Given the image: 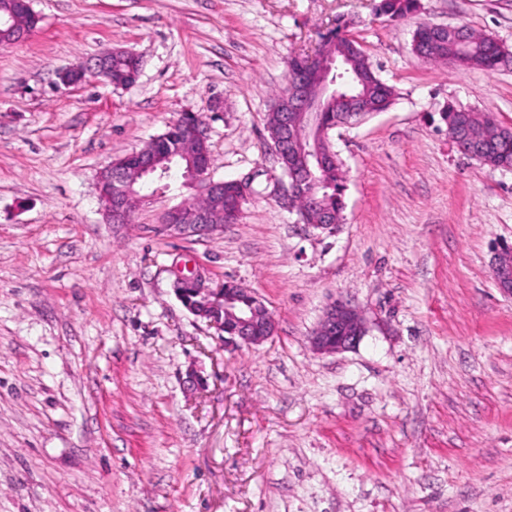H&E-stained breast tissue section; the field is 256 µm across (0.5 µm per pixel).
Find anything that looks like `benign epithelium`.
Returning a JSON list of instances; mask_svg holds the SVG:
<instances>
[{"label":"benign epithelium","instance_id":"1","mask_svg":"<svg viewBox=\"0 0 512 512\" xmlns=\"http://www.w3.org/2000/svg\"><path fill=\"white\" fill-rule=\"evenodd\" d=\"M30 10L28 0H15L14 11L8 17L0 16V28L9 35L6 44L25 40L29 33L18 28L17 15ZM137 60L135 53L115 49L94 59L93 62L76 68L65 69L62 75L69 85L79 84L87 77L109 78L112 57ZM349 64L347 54L329 57L314 54L300 62V67L289 72L283 96L285 111L280 113L281 129L268 142L269 149L281 162L288 160V174L277 189V197L283 201L304 196L316 206L314 199L317 186L316 172L333 159L331 152L318 148L319 141L327 139L328 128L319 127L316 115L324 110L328 101L343 96L335 81H329L324 73L343 70ZM189 133L197 144L192 150L185 148L183 155L191 157L185 164L184 182L197 192V200L165 211L160 217L161 225L175 235L192 237L212 233L221 225L214 223L212 211L207 206L211 199H224V182L210 176L211 152L204 121L195 117ZM169 157L143 149L126 155V159L111 163L100 172L97 179L99 198L109 222L123 224L135 204L143 200L139 193L141 183L155 177L165 168ZM251 192V184L234 181L233 198L223 211L224 222L231 223L238 215L240 206ZM493 275L498 287L512 294V272L501 267L500 255L503 247L497 245ZM175 290L184 306L197 318L215 328L226 340L238 346L254 347L267 341L275 332V321L263 301L247 288H205L199 274L192 270L175 268ZM364 335L360 315L350 303L342 300L332 302L312 336L311 347L319 353H336L354 347Z\"/></svg>","mask_w":512,"mask_h":512}]
</instances>
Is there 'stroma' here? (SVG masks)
Returning <instances> with one entry per match:
<instances>
[{
	"label": "stroma",
	"instance_id": "obj_1",
	"mask_svg": "<svg viewBox=\"0 0 512 512\" xmlns=\"http://www.w3.org/2000/svg\"><path fill=\"white\" fill-rule=\"evenodd\" d=\"M376 3L31 0V36L0 45V512H512V296L492 273L512 168L462 155L441 118L512 127V57L424 62L417 20ZM421 3L512 53V0ZM339 15L394 96L330 131L347 189L321 230L269 193L266 114ZM115 48L140 57L134 84L60 83ZM184 112L214 179L256 176L238 221L165 231L194 195L178 182L107 223L100 171ZM177 264L254 291L273 337L224 346L179 300ZM337 300L366 332L316 353Z\"/></svg>",
	"mask_w": 512,
	"mask_h": 512
}]
</instances>
